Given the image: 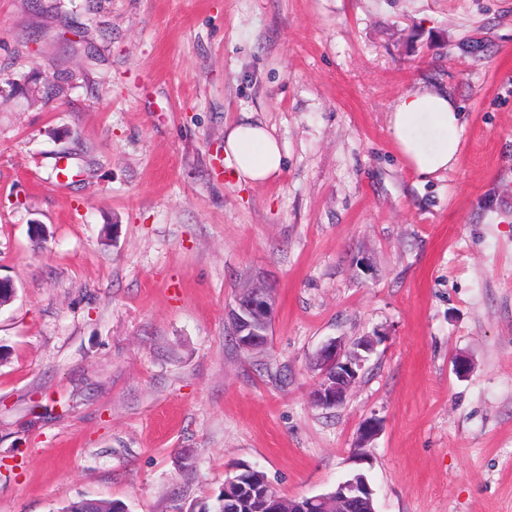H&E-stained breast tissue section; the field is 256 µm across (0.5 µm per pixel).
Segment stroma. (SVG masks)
Segmentation results:
<instances>
[{"label": "stroma", "mask_w": 512, "mask_h": 512, "mask_svg": "<svg viewBox=\"0 0 512 512\" xmlns=\"http://www.w3.org/2000/svg\"><path fill=\"white\" fill-rule=\"evenodd\" d=\"M419 84L464 121L426 181L387 133ZM246 112L285 152L257 187L224 170ZM0 277V512H214L244 465L512 512V0H0ZM256 280L246 352L227 311ZM366 335L346 402L312 405L317 350ZM273 316V295L261 283L241 290L227 312L236 344L246 351L266 348ZM381 431V422L377 418L365 419L358 428L354 452L358 456H368L367 448H371L370 443L379 435Z\"/></svg>", "instance_id": "stroma-1"}]
</instances>
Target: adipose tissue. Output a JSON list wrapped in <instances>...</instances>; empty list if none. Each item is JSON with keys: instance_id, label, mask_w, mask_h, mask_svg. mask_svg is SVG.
<instances>
[{"instance_id": "obj_1", "label": "adipose tissue", "mask_w": 512, "mask_h": 512, "mask_svg": "<svg viewBox=\"0 0 512 512\" xmlns=\"http://www.w3.org/2000/svg\"><path fill=\"white\" fill-rule=\"evenodd\" d=\"M462 114L448 90L419 86L403 91L387 118L392 146L419 177L456 166ZM224 160L239 183L259 186L281 174L283 148L271 127L254 113L224 127Z\"/></svg>"}]
</instances>
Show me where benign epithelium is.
<instances>
[{
  "mask_svg": "<svg viewBox=\"0 0 512 512\" xmlns=\"http://www.w3.org/2000/svg\"><path fill=\"white\" fill-rule=\"evenodd\" d=\"M273 316V295L262 284L255 283L241 290L227 312L236 344L246 351L266 348ZM377 344L376 336H363L350 348L336 339L324 344L315 354V368L319 371V378L310 394L311 403L326 408L342 406L357 383L363 361L361 352L370 353ZM380 431L379 419H365L358 428L354 446L356 455L368 454L367 448ZM335 495L336 512H349V505L354 501L370 503L373 500L372 490L365 479L355 478L339 483ZM262 500V508L266 512H323L329 506L323 497L288 498L270 484Z\"/></svg>",
  "mask_w": 512,
  "mask_h": 512,
  "instance_id": "benign-epithelium-1",
  "label": "benign epithelium"
}]
</instances>
